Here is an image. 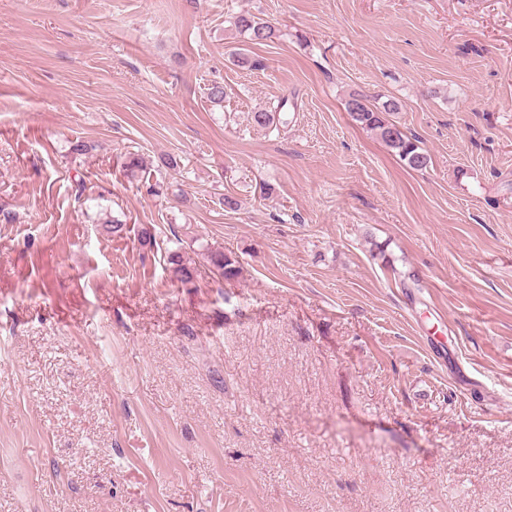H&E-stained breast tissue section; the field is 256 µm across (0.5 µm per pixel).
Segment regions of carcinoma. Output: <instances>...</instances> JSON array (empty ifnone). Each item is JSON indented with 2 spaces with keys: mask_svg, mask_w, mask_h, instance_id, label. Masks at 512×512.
<instances>
[{
  "mask_svg": "<svg viewBox=\"0 0 512 512\" xmlns=\"http://www.w3.org/2000/svg\"><path fill=\"white\" fill-rule=\"evenodd\" d=\"M235 29L243 34L246 39L256 45L264 44L277 37V30L270 22L244 12L233 19ZM288 98L279 99L276 111L268 112L261 110L251 113L252 122L263 128L272 126L275 122L277 112L285 109ZM348 104L356 105V109L350 111L354 121L364 128L374 132L376 136L389 147L405 165L413 170L425 168L430 157L427 151L421 146V141L413 136L407 135L397 125L389 122L384 114L396 112L400 105L395 100H387L379 106L370 105L363 95L353 93L350 95ZM167 270L173 278L184 283H191L197 276V271L192 267L191 262L184 258L180 250L165 251ZM207 263L210 272L219 280H230L241 274V267L237 259L227 255L220 249H206Z\"/></svg>",
  "mask_w": 512,
  "mask_h": 512,
  "instance_id": "carcinoma-1",
  "label": "carcinoma"
}]
</instances>
